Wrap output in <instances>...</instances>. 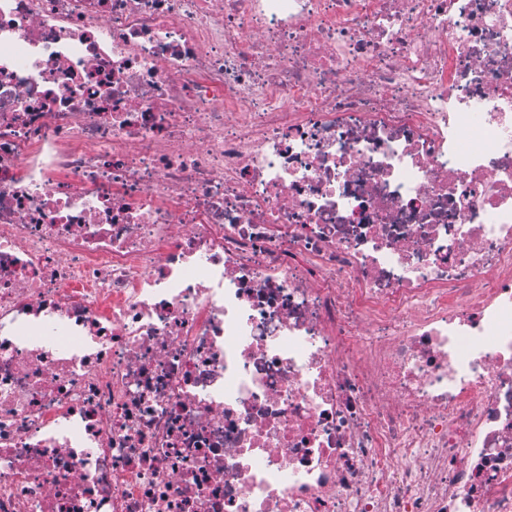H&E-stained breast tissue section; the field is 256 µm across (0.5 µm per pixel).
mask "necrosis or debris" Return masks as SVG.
I'll return each instance as SVG.
<instances>
[{
	"label": "necrosis or debris",
	"instance_id": "obj_1",
	"mask_svg": "<svg viewBox=\"0 0 512 512\" xmlns=\"http://www.w3.org/2000/svg\"><path fill=\"white\" fill-rule=\"evenodd\" d=\"M0 512H512V0H0Z\"/></svg>",
	"mask_w": 512,
	"mask_h": 512
}]
</instances>
